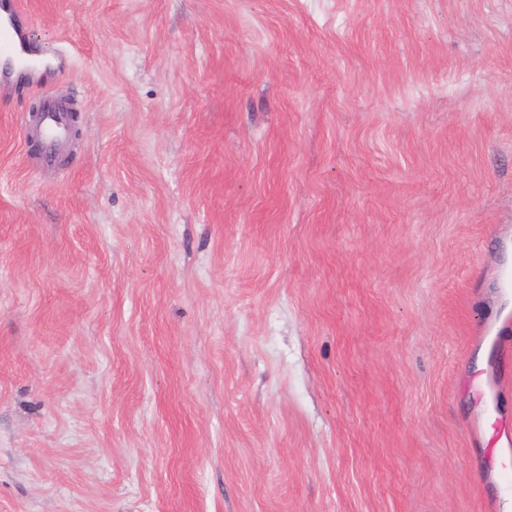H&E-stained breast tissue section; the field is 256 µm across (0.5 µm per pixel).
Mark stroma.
<instances>
[{"instance_id": "stroma-1", "label": "stroma", "mask_w": 512, "mask_h": 512, "mask_svg": "<svg viewBox=\"0 0 512 512\" xmlns=\"http://www.w3.org/2000/svg\"><path fill=\"white\" fill-rule=\"evenodd\" d=\"M15 18L0 512H512V0ZM66 109L52 105L36 123V133L49 145H55L67 137Z\"/></svg>"}]
</instances>
